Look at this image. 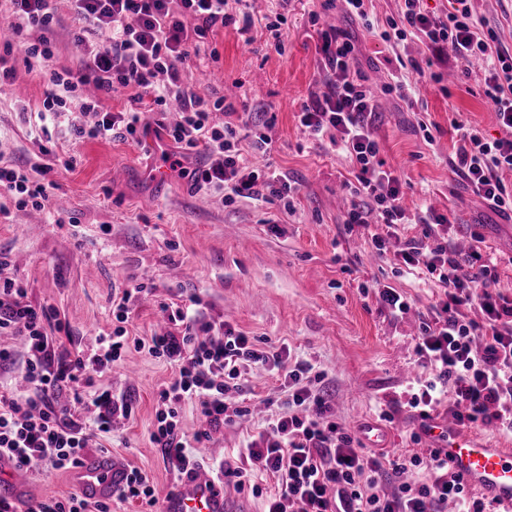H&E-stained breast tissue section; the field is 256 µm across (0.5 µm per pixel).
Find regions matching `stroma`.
I'll use <instances>...</instances> for the list:
<instances>
[{
	"mask_svg": "<svg viewBox=\"0 0 512 512\" xmlns=\"http://www.w3.org/2000/svg\"><path fill=\"white\" fill-rule=\"evenodd\" d=\"M54 56L50 67L76 68L68 0H55ZM368 21L350 14L344 0H248L253 20L248 34L238 25L207 38L218 55L192 59L181 70L185 84L202 97H225L249 111L267 112V154L252 162L271 164L296 186L295 209L256 207L250 200L225 202L222 194L194 191L180 171L157 183L155 173L168 141L147 138L145 147L120 139L75 140L68 124H93L81 113L79 94L67 99L68 113H38L47 89L44 69L27 68L20 49L6 51L14 35L0 27V54L8 53L15 77L0 87V165L31 171L39 148L53 140L72 167L55 165L48 175L56 187L44 209L17 206L0 198L9 214L0 217V252L7 263L0 276L24 285L33 303L53 306L83 347H93L113 328L112 296L132 279L148 283L126 325L129 337L159 330L160 303L196 294L206 318L229 323L268 343L288 344L293 354L321 364L327 372L329 404L337 422L361 447L395 457L441 447L435 437L412 442L420 420L408 407V392L426 369L415 364L419 315L435 303L437 282L398 276L380 259L361 229H347L340 202L353 164L341 148L306 140L298 121L303 104L320 87L318 31L330 26L352 34L354 66L380 101L375 136L388 169L405 183L407 204L429 201L448 217L454 244L481 238L483 253L496 258L501 289L512 295V216L491 210L468 191L454 172L459 134L455 122L489 138H512L483 94L480 63L458 65L453 46L427 48L416 37L382 41L370 24L385 25L400 9L398 0H366ZM481 29L496 31L512 53V0H471ZM284 16V46L276 48L267 23ZM415 83L411 100L385 93L390 75ZM381 282L406 295L411 308L395 317L362 286ZM173 373L147 351H130L103 383L130 394L132 414L115 418L110 434L92 439L125 469L146 475L156 497L177 480L153 443L157 388ZM393 422L380 420L382 411ZM264 418L211 433L200 454L206 472L256 435ZM27 501L74 489L67 471H18Z\"/></svg>",
	"mask_w": 512,
	"mask_h": 512,
	"instance_id": "1",
	"label": "stroma"
}]
</instances>
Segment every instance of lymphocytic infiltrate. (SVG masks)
<instances>
[{
  "mask_svg": "<svg viewBox=\"0 0 512 512\" xmlns=\"http://www.w3.org/2000/svg\"><path fill=\"white\" fill-rule=\"evenodd\" d=\"M421 0H403L398 18L389 19L380 36L402 41L419 38L428 47L451 43L458 60H482L487 67L485 94L495 106L499 123L512 128V54L496 45L494 32L480 31L472 19L470 0H453L443 16L423 12ZM76 26L71 41L81 57L78 70H49L43 100L45 111L66 108V93L94 87L83 110L95 111L93 125L74 126L76 138L124 139L142 143L157 127L173 148V166L194 155L202 165L189 169L191 186L223 194L226 202L244 198L257 205L293 206V187L276 171L250 168L244 150L267 153L270 140L254 132L243 142L232 123L216 125L214 112L234 113L223 98L208 100L182 83L179 69L210 32L234 23L229 0H70ZM13 19L16 34L25 36V57L48 62L53 56L48 37L56 22L54 0H0V14ZM102 32L89 42L87 29ZM355 46L342 30L321 34L320 62L324 71L321 94L304 104L299 115L304 134L312 139L341 142L354 165L353 180L344 186L351 196L346 224L369 231L379 255L388 256L397 272L420 271L436 279L443 296L421 316L414 348L416 361L430 375L418 382L408 402L419 417L429 418L443 395L452 394L450 413L457 426H493L512 434V296L497 287L493 263L479 246L462 252L452 247L441 229L445 215L426 209L410 217L402 204L400 178L385 169L372 117L375 96L354 68ZM130 90L131 102L147 103L153 124L139 112L100 111V95ZM177 103L180 118L167 123L169 103ZM456 169L472 192L500 212H512V188L504 172H512V139H487L477 130L461 128ZM0 190L18 206L44 208L50 186L29 180L19 169L0 166ZM418 221L422 234L389 250L399 225ZM145 289L136 283L112 300L117 321L112 333L100 335L96 347L60 351L69 335L55 308L36 305L20 283L0 280V335L21 340L27 357L19 371L25 389H0V454L17 468L31 472L68 470L77 466L94 435L109 432L114 415H128L127 395L109 390L84 399L82 387L94 376L111 370L128 348H142L174 368L157 391L156 424L152 440L177 476L196 472L199 461L191 446L210 431L249 415L239 405L248 371L262 367L281 380L287 393L284 410L272 415L255 438L225 459L217 473L238 489L263 497L264 512H505L478 497L453 475L439 451L401 455L394 459L354 445L343 426L329 420L321 387L324 370L307 360L292 358L288 347L257 346L253 337L220 320L200 316L199 297L188 303L169 302L165 331L149 339L128 342L124 324L131 301ZM72 399L61 402L62 391ZM98 414L94 421L81 415L85 402ZM192 406L207 427L186 435L181 427L183 407ZM393 482H386L387 474ZM274 479V492L263 493L259 477ZM0 512H112L105 501L89 502L79 495L45 498L19 506L0 500Z\"/></svg>",
  "mask_w": 512,
  "mask_h": 512,
  "instance_id": "obj_1",
  "label": "lymphocytic infiltrate"
}]
</instances>
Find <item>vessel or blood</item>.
I'll list each match as a JSON object with an SVG mask.
<instances>
[{"instance_id":"obj_1","label":"vessel or blood","mask_w":512,"mask_h":512,"mask_svg":"<svg viewBox=\"0 0 512 512\" xmlns=\"http://www.w3.org/2000/svg\"><path fill=\"white\" fill-rule=\"evenodd\" d=\"M429 425L446 438L448 446L441 454L461 482L512 512V448L468 438L450 420L440 423L433 419ZM125 477V469L115 464L111 455L100 453L84 457L72 469L70 482L83 498L100 501L110 499ZM24 497L25 489L15 478L13 461L0 457V499L19 502ZM237 508V503L206 474L183 478L161 503V512H236Z\"/></svg>"}]
</instances>
